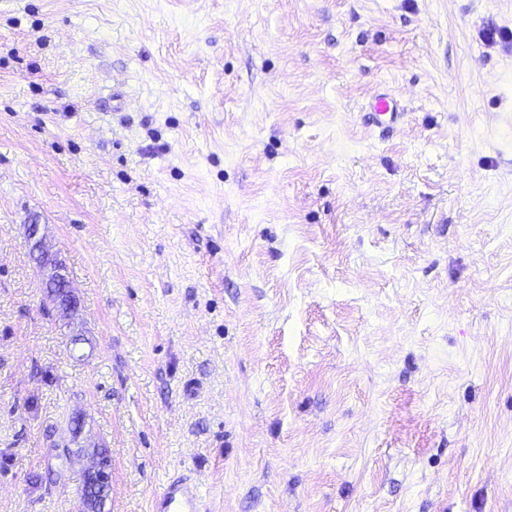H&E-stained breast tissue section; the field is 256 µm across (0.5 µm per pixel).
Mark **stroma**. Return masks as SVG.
I'll list each match as a JSON object with an SVG mask.
<instances>
[{
  "label": "stroma",
  "instance_id": "35a3bbf8",
  "mask_svg": "<svg viewBox=\"0 0 512 512\" xmlns=\"http://www.w3.org/2000/svg\"><path fill=\"white\" fill-rule=\"evenodd\" d=\"M77 445L109 512H512V0H0V512ZM26 243L34 252H37L42 268L50 266L51 272L46 277V284H50L54 288H60L63 294V307L59 310L66 316L76 310L78 300L74 293L73 287L67 277L61 273V267L57 265L50 254L44 248L43 236L39 224H29L26 227ZM153 512H200L197 485L187 478H174L153 498Z\"/></svg>",
  "mask_w": 512,
  "mask_h": 512
}]
</instances>
